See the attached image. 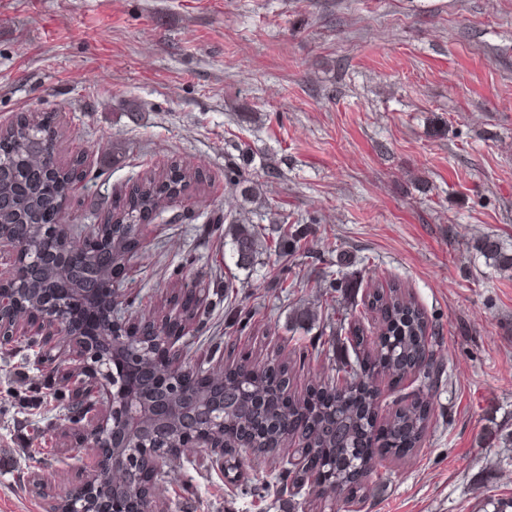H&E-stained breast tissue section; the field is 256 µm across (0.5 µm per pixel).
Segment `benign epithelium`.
Returning <instances> with one entry per match:
<instances>
[{
	"mask_svg": "<svg viewBox=\"0 0 512 512\" xmlns=\"http://www.w3.org/2000/svg\"><path fill=\"white\" fill-rule=\"evenodd\" d=\"M49 232L62 252L72 245L84 247L95 237L75 235L60 217ZM0 245L10 251L9 267H0V345L14 341L23 320L41 333L40 362L65 378L71 395L63 447L93 450V467L84 482L55 501L52 512H117L129 502L137 504V512H164L156 494L164 463L187 448H203L211 457L224 455V368L206 373L207 387L192 403L210 415L201 422L184 420L190 408L177 401L175 390L180 377L189 373L180 337L168 328H153L148 336L128 335L135 320L118 309L115 295L108 309L113 332H87L75 305L84 303L92 313L98 306L85 303L71 273L60 267L52 287L30 288L19 270L32 256L33 241L0 228ZM241 444L269 463L280 449H288L296 479H313L320 498L336 505L342 484H329L312 471L304 431L264 454L257 453L247 436Z\"/></svg>",
	"mask_w": 512,
	"mask_h": 512,
	"instance_id": "benign-epithelium-1",
	"label": "benign epithelium"
}]
</instances>
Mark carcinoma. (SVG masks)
<instances>
[{"mask_svg":"<svg viewBox=\"0 0 512 512\" xmlns=\"http://www.w3.org/2000/svg\"><path fill=\"white\" fill-rule=\"evenodd\" d=\"M59 133L51 122L39 116H30L25 122L0 134V167L6 171V181L0 187V222L5 224H48L60 208L66 192L84 175L81 157L64 166L57 160ZM202 184L197 172L171 168L165 172H151L134 183L112 205V216L123 223L137 224L146 214L154 211L157 203L173 194H183ZM123 223L115 228V237L121 240L122 250L113 248V240L104 238L90 252H67L75 256V267L86 260L94 262L96 273L81 283L91 296L102 286L100 273L118 262L122 253L136 247L135 240L124 232ZM227 235L231 237L235 265L247 269L253 266L259 248L255 226L244 216L229 220ZM55 247L45 242L38 247L39 261L25 266L28 282L39 285L50 274L40 263L47 251ZM369 311L379 317L385 334L379 343L365 352L366 365L412 366L427 360L433 364V350L429 340V323L424 313L401 286L392 284L371 295ZM397 344L388 345L389 338ZM346 378L331 387H312L305 395L283 394L277 379L264 366L256 365V374L250 388L239 385V374L225 368L224 399L235 404L236 412L224 419V447L233 448L237 438L247 430L255 432V441L265 445L272 432L280 436L290 432L288 421L299 414L304 424L314 432L310 454L314 458L331 457L336 460V478L349 487L350 504L360 488L350 486L353 475L373 472L372 456L363 451L364 445L374 439V426L370 420L373 391L369 384L342 367ZM427 410L422 402L414 400L392 413L382 431V447L390 454L404 448H417L428 432Z\"/></svg>","mask_w":512,"mask_h":512,"instance_id":"carcinoma-1","label":"carcinoma"}]
</instances>
